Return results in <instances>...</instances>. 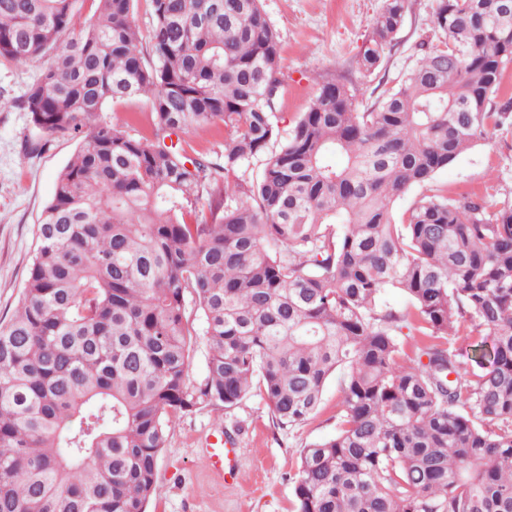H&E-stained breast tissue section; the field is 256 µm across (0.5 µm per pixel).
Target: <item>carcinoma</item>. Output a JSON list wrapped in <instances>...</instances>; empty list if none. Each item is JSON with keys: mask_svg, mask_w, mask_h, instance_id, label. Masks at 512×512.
Returning <instances> with one entry per match:
<instances>
[{"mask_svg": "<svg viewBox=\"0 0 512 512\" xmlns=\"http://www.w3.org/2000/svg\"><path fill=\"white\" fill-rule=\"evenodd\" d=\"M78 2L0 0V59H50L19 106L81 139L0 322V512H145L179 416L256 391L300 427L338 370L336 433L301 451L295 512H512V195H424L392 214L512 133V0H439L437 42L373 110L323 77L285 136L262 0H150L149 55L133 0H96L80 23ZM409 8L384 0L360 72L381 66ZM144 95L153 138L102 117ZM212 124L221 166L167 143ZM205 193L211 219L187 222ZM209 345L203 336L194 339L190 350L188 379L192 385H199L205 378Z\"/></svg>", "mask_w": 512, "mask_h": 512, "instance_id": "cac0c4a2", "label": "carcinoma"}]
</instances>
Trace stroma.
Instances as JSON below:
<instances>
[{
  "label": "stroma",
  "instance_id": "35a3bbf8",
  "mask_svg": "<svg viewBox=\"0 0 512 512\" xmlns=\"http://www.w3.org/2000/svg\"><path fill=\"white\" fill-rule=\"evenodd\" d=\"M383 0H263L281 45L280 127L289 130L315 97L317 75L353 72L359 111L374 108L384 90L395 86L416 59L417 44L433 36L438 0H412L398 45L370 76L357 74L356 56L370 36ZM42 63L0 61V321L18 302L35 248L34 230L52 197L55 179L80 146L69 136L48 137L33 126L18 102L38 78ZM113 123L131 135L151 136V104L141 97L109 106ZM32 141L43 142L29 152ZM512 191V134L467 151L427 184L415 187L393 206L402 220L424 195L479 196L494 205ZM340 411L337 378L325 386L318 412L303 426L278 425L258 393L227 410L201 405L176 419L161 452L146 512H294L291 481L302 448L332 436ZM238 450L241 478L227 484L200 462L198 451L215 428Z\"/></svg>",
  "mask_w": 512,
  "mask_h": 512
}]
</instances>
